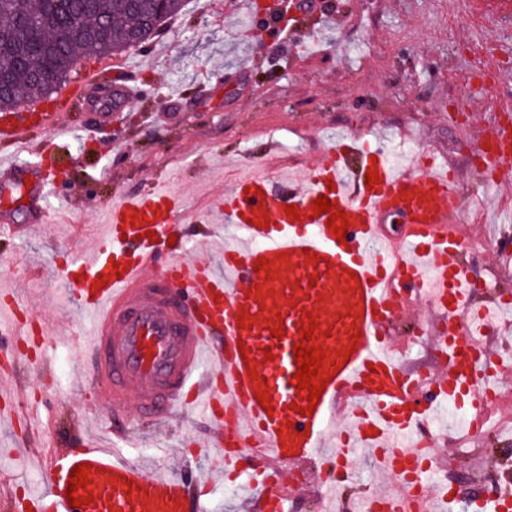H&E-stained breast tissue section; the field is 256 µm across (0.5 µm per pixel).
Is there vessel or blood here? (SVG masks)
<instances>
[{
  "label": "vessel or blood",
  "mask_w": 512,
  "mask_h": 512,
  "mask_svg": "<svg viewBox=\"0 0 512 512\" xmlns=\"http://www.w3.org/2000/svg\"><path fill=\"white\" fill-rule=\"evenodd\" d=\"M112 70L105 65L60 90L40 112L43 127L64 126L83 88ZM31 135L26 111L0 123V137ZM478 142L491 182L512 177V128L492 125ZM372 168L379 180L370 186ZM300 182L284 191L263 167L238 176L220 202L238 243L222 248L218 263L191 259L182 201L163 178L113 201L105 235L69 264L78 276L76 300L92 317L88 336L77 339L79 373L111 417L110 440L80 436L78 451L45 463L53 512H207L202 484L234 473L261 486L259 512H288L295 485L269 488V476L324 467L331 486L337 468L359 450L378 459L397 489L373 493L377 504L434 512L446 499L443 490L411 492L424 464L437 462L424 425L433 424L442 403L475 414L491 384L512 370V361L482 340L498 331V301L481 296L461 261L463 242L450 230L457 179L426 151L400 168L383 148L341 137L307 163ZM23 184L30 199L43 196L41 162L9 165L0 193ZM322 195L348 216L345 241H337L326 216H315L312 205ZM290 205L299 213L293 220ZM390 211L409 226L400 250L378 240ZM262 258L268 269H257ZM420 303L431 313L423 341L438 362L419 377L403 360L406 345L391 343L389 326ZM311 317L319 348L345 362L314 406L297 395L293 354ZM279 324L285 330L273 336ZM261 391L271 396L268 406L256 398ZM180 411L208 424L202 447L212 457L210 477L152 473L114 448L132 420L158 428ZM82 464L90 465L91 479L77 493L91 501L73 508L66 491Z\"/></svg>",
  "instance_id": "obj_1"
}]
</instances>
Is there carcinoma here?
I'll return each instance as SVG.
<instances>
[{"label": "carcinoma", "instance_id": "obj_1", "mask_svg": "<svg viewBox=\"0 0 512 512\" xmlns=\"http://www.w3.org/2000/svg\"><path fill=\"white\" fill-rule=\"evenodd\" d=\"M186 0H0V114L49 96L87 57H106L152 39Z\"/></svg>", "mask_w": 512, "mask_h": 512}]
</instances>
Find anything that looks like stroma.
<instances>
[{
	"label": "stroma",
	"instance_id": "35a3bbf8",
	"mask_svg": "<svg viewBox=\"0 0 512 512\" xmlns=\"http://www.w3.org/2000/svg\"><path fill=\"white\" fill-rule=\"evenodd\" d=\"M251 3L187 5L125 53L126 79L142 90L135 104L105 103L91 91L70 126L38 131L34 145L0 138V160L25 163L39 153L55 176L41 200L50 217L38 227L30 225L24 188L0 199L17 227L0 235V259L8 264L0 290H12L47 329L29 350L0 335V368L17 382L5 401L12 417L0 418V512H18L21 492L42 490L35 452L72 450L92 410V391L75 377L77 343L53 334L62 324L77 332L86 325L64 267L100 233L115 197L145 190L157 176L172 178L191 218L189 240L208 232L218 239L226 233L214 212L225 166L264 158L296 173L343 134H375L391 150L413 144L448 164L476 200L460 229L479 286H512V268L489 261L496 226L485 222L482 207L493 199L512 228V183L489 184L472 157L483 129L512 111V7L496 0H316L311 31L286 34L275 22L249 29ZM312 34L318 43L299 49ZM486 64L497 70L490 89L470 79ZM494 415L496 439L449 477L486 479V453L512 449V405ZM136 430L140 442L121 451L132 462L170 468L172 447L197 471L211 466L191 451L206 432L193 415L172 420L162 437L142 424Z\"/></svg>",
	"mask_w": 512,
	"mask_h": 512
}]
</instances>
